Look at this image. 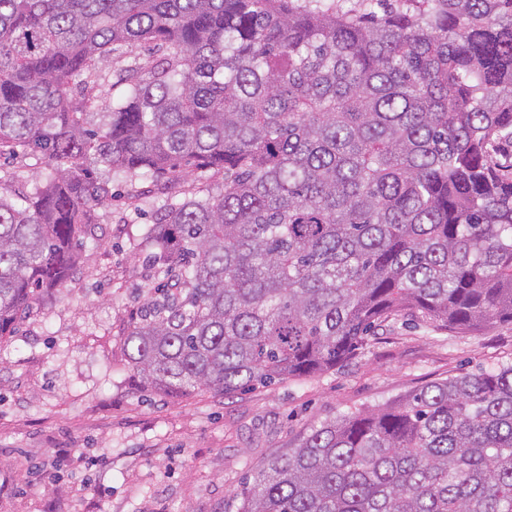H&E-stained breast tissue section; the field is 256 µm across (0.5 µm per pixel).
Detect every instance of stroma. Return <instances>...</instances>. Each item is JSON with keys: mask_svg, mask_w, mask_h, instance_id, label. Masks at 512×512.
Returning a JSON list of instances; mask_svg holds the SVG:
<instances>
[{"mask_svg": "<svg viewBox=\"0 0 512 512\" xmlns=\"http://www.w3.org/2000/svg\"><path fill=\"white\" fill-rule=\"evenodd\" d=\"M160 49L123 45L102 64L118 77ZM53 162L0 158V195L43 187ZM112 191L65 288L44 294L0 339V512H238L256 464L313 429L405 398L437 380L512 363V324L457 333L397 320L343 366L229 399H173L140 387L123 341L155 281L144 238L183 193L215 195L224 176L155 181L95 166Z\"/></svg>", "mask_w": 512, "mask_h": 512, "instance_id": "stroma-1", "label": "stroma"}]
</instances>
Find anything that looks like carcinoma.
Instances as JSON below:
<instances>
[{
	"instance_id": "carcinoma-1",
	"label": "carcinoma",
	"mask_w": 512,
	"mask_h": 512,
	"mask_svg": "<svg viewBox=\"0 0 512 512\" xmlns=\"http://www.w3.org/2000/svg\"><path fill=\"white\" fill-rule=\"evenodd\" d=\"M166 48L88 128L116 44ZM512 0H0V337L68 282L112 200L90 160L224 171L146 233L127 363L168 397L334 368L390 319L512 324ZM239 512H512V365L431 382L255 466ZM54 163L40 153L27 152L0 158V192L16 200V195L33 194L49 180Z\"/></svg>"
}]
</instances>
